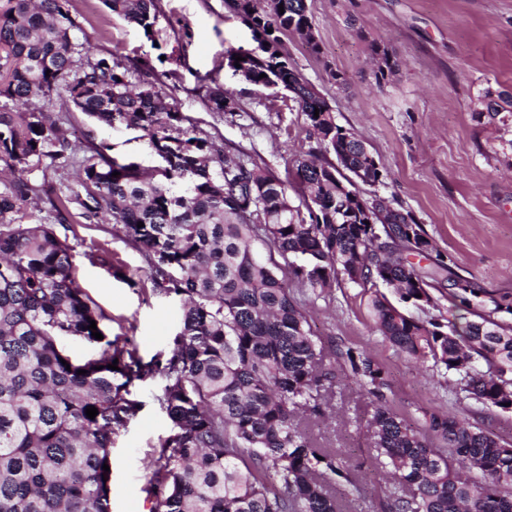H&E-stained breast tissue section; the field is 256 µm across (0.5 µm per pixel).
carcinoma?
<instances>
[{
    "mask_svg": "<svg viewBox=\"0 0 512 512\" xmlns=\"http://www.w3.org/2000/svg\"><path fill=\"white\" fill-rule=\"evenodd\" d=\"M103 4L155 41L158 0ZM246 5L255 28L296 32L319 50L306 0ZM70 7L0 0V512H110L103 465L142 408L131 387L148 380L160 382L154 401L172 423L150 468L152 512H339L336 485L357 483L336 450L301 426L325 416L337 374L282 267L314 291L338 281L372 289L383 341L459 375L460 390L482 407L512 409V294L485 299L451 272L448 300L471 315L462 328L406 312L405 303L434 304L438 281L397 251L426 257L432 239L410 214L361 194L359 185L381 178L373 155L336 124L285 47L237 55L245 81L266 89L282 81L308 139L336 158L297 160L305 215L284 181L224 157L163 88L140 80V67L111 51L91 56ZM76 113L141 133L159 165L120 164L89 133L76 143ZM71 167L76 188L64 178ZM71 219L121 224L148 258L153 290L181 297L165 357L145 362L105 334L107 315L77 284L74 247L55 229ZM83 257L119 276L107 247ZM92 320L103 339L92 337ZM69 341L89 354L73 360ZM341 356L367 393L387 386L372 357L351 348ZM88 406L98 410L93 419ZM367 433L390 467L384 512H512V443L469 419L425 411L416 427L383 403Z\"/></svg>",
    "mask_w": 512,
    "mask_h": 512,
    "instance_id": "carcinoma-1",
    "label": "carcinoma"
}]
</instances>
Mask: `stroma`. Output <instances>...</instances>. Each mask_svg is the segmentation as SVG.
<instances>
[{"label":"stroma","mask_w":512,"mask_h":512,"mask_svg":"<svg viewBox=\"0 0 512 512\" xmlns=\"http://www.w3.org/2000/svg\"><path fill=\"white\" fill-rule=\"evenodd\" d=\"M155 40L112 15L101 0H72V14L93 53L118 51L124 61H149L142 80L168 72L166 91L181 112L224 149L226 156L275 174L298 203L294 161L310 143L306 117L284 90L264 89L233 76L221 63L228 51L256 43L228 0H158ZM319 52L288 35L293 67L331 106L338 125L364 141L383 173L364 196L385 198L423 224L451 271L479 288L512 294V0H307ZM396 60L380 72L373 46ZM168 61H159V54ZM211 74L235 103L234 114L212 111L197 78ZM343 83H336V76ZM500 113L489 119L487 105ZM96 138L120 160L143 166L158 160L134 131L93 125ZM77 283L105 312L109 337L131 340L143 359L167 352L180 325V299L153 292L143 252L117 224L74 225ZM107 244L114 266L89 264L83 251ZM326 349L351 348L381 363L388 386L381 396L361 391L336 358L339 380L325 418L304 428L324 447L336 449L361 486L336 488L342 512H382L388 490L364 430L378 401L407 420L422 411L478 421L512 442V412L484 409L457 396L447 374L409 360L384 343L373 328L364 288L343 283L312 292L291 283ZM157 382L136 383L142 408L115 437L111 459V512H151L147 461L171 424L153 400Z\"/></svg>","instance_id":"35a3bbf8"}]
</instances>
